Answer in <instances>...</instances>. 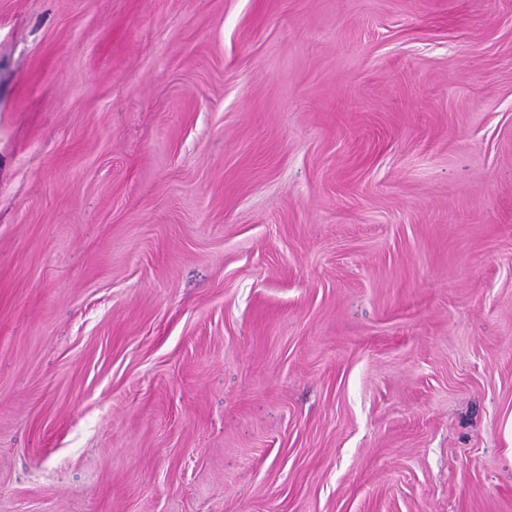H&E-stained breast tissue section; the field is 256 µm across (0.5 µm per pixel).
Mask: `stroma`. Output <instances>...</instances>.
<instances>
[{"mask_svg":"<svg viewBox=\"0 0 512 512\" xmlns=\"http://www.w3.org/2000/svg\"><path fill=\"white\" fill-rule=\"evenodd\" d=\"M0 512H512V0H0Z\"/></svg>","mask_w":512,"mask_h":512,"instance_id":"35a3bbf8","label":"stroma"}]
</instances>
